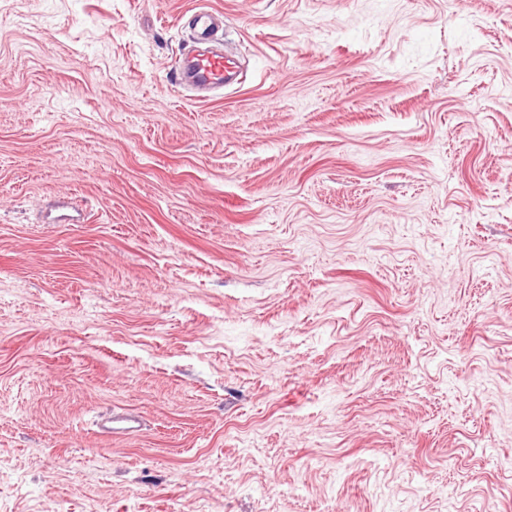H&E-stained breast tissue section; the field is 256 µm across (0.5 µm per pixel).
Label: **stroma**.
Wrapping results in <instances>:
<instances>
[{"label":"stroma","mask_w":512,"mask_h":512,"mask_svg":"<svg viewBox=\"0 0 512 512\" xmlns=\"http://www.w3.org/2000/svg\"><path fill=\"white\" fill-rule=\"evenodd\" d=\"M0 512H512V0H0ZM234 61L222 51L183 48L178 65L173 72L174 83L183 89H193L197 94L224 86L234 69Z\"/></svg>","instance_id":"stroma-1"}]
</instances>
